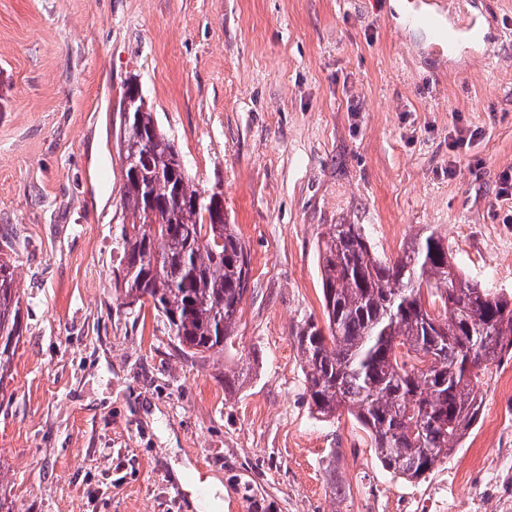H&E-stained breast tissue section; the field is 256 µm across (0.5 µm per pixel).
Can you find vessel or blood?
<instances>
[{
    "instance_id": "obj_1",
    "label": "vessel or blood",
    "mask_w": 512,
    "mask_h": 512,
    "mask_svg": "<svg viewBox=\"0 0 512 512\" xmlns=\"http://www.w3.org/2000/svg\"><path fill=\"white\" fill-rule=\"evenodd\" d=\"M461 3L462 0H416L413 11L406 18L407 25L421 28L429 34L430 49L436 56H444L446 49L460 40L481 37V28L473 17L456 26H447V19Z\"/></svg>"
}]
</instances>
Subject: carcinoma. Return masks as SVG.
<instances>
[{"instance_id":"carcinoma-1","label":"carcinoma","mask_w":512,"mask_h":512,"mask_svg":"<svg viewBox=\"0 0 512 512\" xmlns=\"http://www.w3.org/2000/svg\"><path fill=\"white\" fill-rule=\"evenodd\" d=\"M120 140L133 221L116 288L150 304L181 351L221 353L233 344L247 248L221 214V194L193 184L144 102ZM319 260L325 326L310 319L296 332L309 405L322 418L347 411L385 471L417 480L478 425L486 372L512 354V293L465 276L433 232L384 260L361 225L330 224ZM20 336V292L1 257L0 384Z\"/></svg>"}]
</instances>
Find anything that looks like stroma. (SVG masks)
Here are the masks:
<instances>
[{"instance_id": "1", "label": "stroma", "mask_w": 512, "mask_h": 512, "mask_svg": "<svg viewBox=\"0 0 512 512\" xmlns=\"http://www.w3.org/2000/svg\"><path fill=\"white\" fill-rule=\"evenodd\" d=\"M391 0H0V256L23 334L0 383L12 512H434L463 475L500 491L512 357L482 418L424 479L382 469L348 415L309 407L297 328L321 318L318 240L358 224L393 259L435 232L512 293V0L435 61ZM137 81L194 184L221 187L250 260L231 351L183 356L115 288L121 103ZM232 383H225V374ZM224 492L193 510L209 476Z\"/></svg>"}]
</instances>
